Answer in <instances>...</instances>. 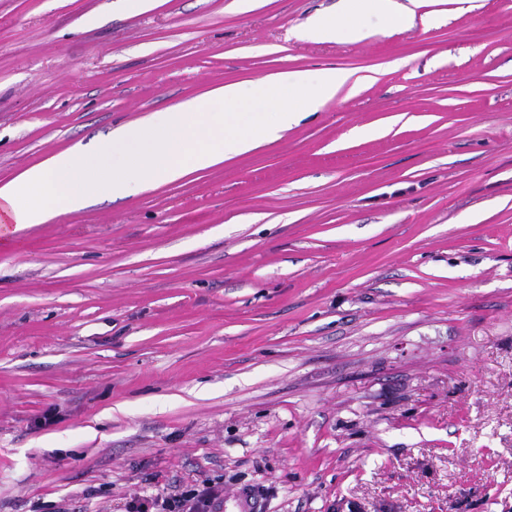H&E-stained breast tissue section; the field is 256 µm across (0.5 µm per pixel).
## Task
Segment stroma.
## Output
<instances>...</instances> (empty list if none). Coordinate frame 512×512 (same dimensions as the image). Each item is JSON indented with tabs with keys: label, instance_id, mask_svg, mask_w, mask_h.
<instances>
[{
	"label": "stroma",
	"instance_id": "35a3bbf8",
	"mask_svg": "<svg viewBox=\"0 0 512 512\" xmlns=\"http://www.w3.org/2000/svg\"><path fill=\"white\" fill-rule=\"evenodd\" d=\"M0 0V182L229 82L363 80L283 138L0 240V512H512V0ZM344 12L336 18L315 23L316 31L327 41L335 43H357L372 33L363 25L355 22L358 15L378 14L389 22L400 26H412L416 19V9L421 0H408L401 4L397 0H346ZM224 504V484L203 480L180 493L163 496H134L126 503V512H218Z\"/></svg>",
	"mask_w": 512,
	"mask_h": 512
}]
</instances>
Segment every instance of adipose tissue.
<instances>
[{
  "instance_id": "1",
  "label": "adipose tissue",
  "mask_w": 512,
  "mask_h": 512,
  "mask_svg": "<svg viewBox=\"0 0 512 512\" xmlns=\"http://www.w3.org/2000/svg\"><path fill=\"white\" fill-rule=\"evenodd\" d=\"M336 18L316 22L327 41L357 43L370 31L359 15L414 25L421 0H346ZM342 69L277 74L227 83L145 116L90 147L74 145L0 184V224L22 228L88 208L104 196L139 191L209 170L275 141L351 79Z\"/></svg>"
}]
</instances>
